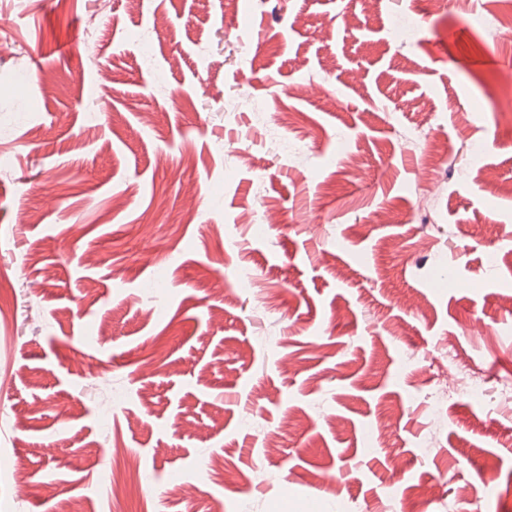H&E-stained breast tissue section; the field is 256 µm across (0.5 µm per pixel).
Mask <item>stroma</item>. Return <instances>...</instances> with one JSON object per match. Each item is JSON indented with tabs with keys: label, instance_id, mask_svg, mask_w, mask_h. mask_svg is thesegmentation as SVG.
<instances>
[{
	"label": "stroma",
	"instance_id": "1",
	"mask_svg": "<svg viewBox=\"0 0 512 512\" xmlns=\"http://www.w3.org/2000/svg\"><path fill=\"white\" fill-rule=\"evenodd\" d=\"M507 18L0 0V512H512V404L428 410L449 345L512 367Z\"/></svg>",
	"mask_w": 512,
	"mask_h": 512
}]
</instances>
